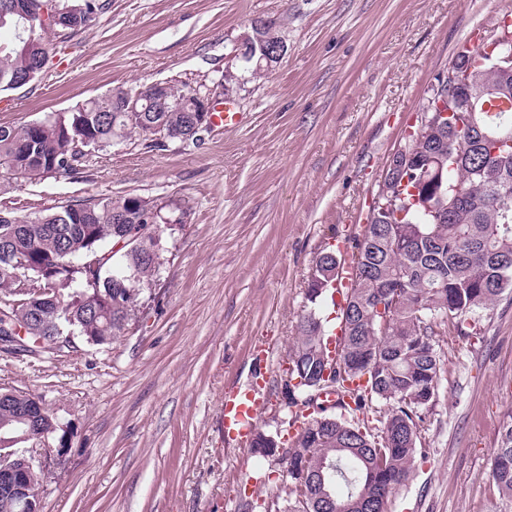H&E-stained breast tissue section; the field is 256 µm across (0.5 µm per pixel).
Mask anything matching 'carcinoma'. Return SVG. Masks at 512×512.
Masks as SVG:
<instances>
[{"label": "carcinoma", "mask_w": 512, "mask_h": 512, "mask_svg": "<svg viewBox=\"0 0 512 512\" xmlns=\"http://www.w3.org/2000/svg\"><path fill=\"white\" fill-rule=\"evenodd\" d=\"M44 0H26V18L0 0V92L33 83L48 62L46 35L67 39L95 24L101 0H68L77 27L40 18ZM460 51L476 66L470 92L494 88L512 99V72L479 66L475 52ZM412 126L403 165L378 184L389 201L369 207L367 225L379 233L355 240L353 262L361 273L355 288L341 291L336 306L341 337L337 355L312 312L298 322L279 393L301 413L291 417L296 434L282 439L258 431L251 448L286 463L283 495L262 506L244 500L241 512H384L389 493L411 475L417 424L435 395L440 359L430 318L442 315L466 334L479 312L512 294V157L462 147L458 122L490 134H512L509 112H461L451 124L431 112ZM195 106L187 85L170 84L165 96H139L116 87L69 112L50 114L46 127L0 126V170L37 182L49 175L75 177L112 146L139 140L164 147L194 138L188 118ZM407 182H402L403 176ZM161 208L147 197L123 195L71 202L31 220L0 210V250L24 265L37 297L17 292L10 266L0 265V333L11 329L24 341L71 330L93 345L125 334L139 295L159 272L157 227ZM336 260L323 251L307 279V300L333 296ZM79 286L76 291L73 286ZM36 299L33 306L28 300ZM29 399L0 388V454L11 449L17 412ZM373 400L390 405L382 435L355 421ZM491 480L512 503V419L492 451Z\"/></svg>", "instance_id": "cac0c4a2"}]
</instances>
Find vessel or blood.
Wrapping results in <instances>:
<instances>
[{
    "label": "vessel or blood",
    "instance_id": "1",
    "mask_svg": "<svg viewBox=\"0 0 512 512\" xmlns=\"http://www.w3.org/2000/svg\"><path fill=\"white\" fill-rule=\"evenodd\" d=\"M267 407V394L263 386L256 382L238 387L225 395L221 409L225 443L230 446L248 444Z\"/></svg>",
    "mask_w": 512,
    "mask_h": 512
}]
</instances>
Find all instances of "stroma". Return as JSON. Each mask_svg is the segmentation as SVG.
<instances>
[{
    "mask_svg": "<svg viewBox=\"0 0 512 512\" xmlns=\"http://www.w3.org/2000/svg\"><path fill=\"white\" fill-rule=\"evenodd\" d=\"M512 13V0H106L94 26L54 39L42 79L0 93V125L66 112L112 88L213 86L246 119L201 143H123L78 177L0 173V209L23 219L74 201L156 199L162 265L125 335L59 353L0 351V387L39 398L59 428L39 489L44 512H237L268 500L274 458L224 442L227 391L260 375L259 430L286 429L277 397L300 316L328 247L351 257L389 156L436 74ZM286 52L244 76L238 45L255 18ZM478 334L435 318L441 370L417 427L409 480L386 512H499L492 451L512 419V295Z\"/></svg>",
    "mask_w": 512,
    "mask_h": 512,
    "instance_id": "35a3bbf8",
    "label": "stroma"
}]
</instances>
